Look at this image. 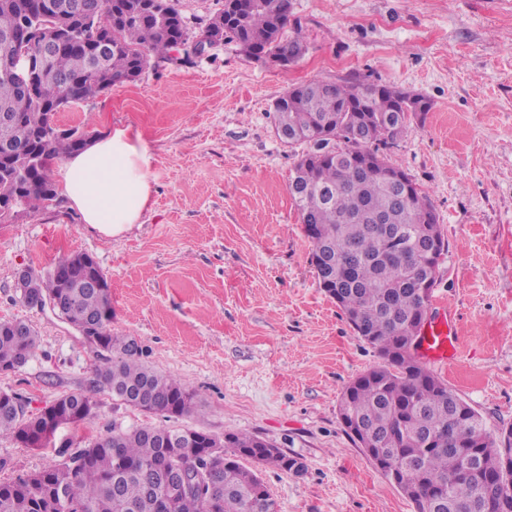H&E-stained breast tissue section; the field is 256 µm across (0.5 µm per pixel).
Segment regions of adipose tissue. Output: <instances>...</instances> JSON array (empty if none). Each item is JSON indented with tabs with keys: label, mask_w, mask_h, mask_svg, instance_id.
Here are the masks:
<instances>
[{
	"label": "adipose tissue",
	"mask_w": 512,
	"mask_h": 512,
	"mask_svg": "<svg viewBox=\"0 0 512 512\" xmlns=\"http://www.w3.org/2000/svg\"><path fill=\"white\" fill-rule=\"evenodd\" d=\"M152 162L141 133L120 127L68 157L62 192L84 223L117 236L151 208Z\"/></svg>",
	"instance_id": "adipose-tissue-1"
}]
</instances>
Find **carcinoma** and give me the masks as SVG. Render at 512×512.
<instances>
[{
  "label": "carcinoma",
  "mask_w": 512,
  "mask_h": 512,
  "mask_svg": "<svg viewBox=\"0 0 512 512\" xmlns=\"http://www.w3.org/2000/svg\"><path fill=\"white\" fill-rule=\"evenodd\" d=\"M0 0V35L27 21L30 41L0 43V145L22 143L28 152H0V221L19 210L28 217L57 200L50 165L84 149L80 129L57 124L68 105L96 98L113 84L132 81L151 56L165 57L187 41L186 24L173 0H100L97 14L76 16L62 30L68 45L43 73L35 90L24 88L12 56L34 51L31 40L45 28L28 0ZM291 0H224L204 27L224 33L259 59L291 62L307 49L286 35ZM431 109L421 95L358 78L345 84L311 79L290 88L273 104L276 131L284 143L306 142L310 151L294 167L289 192L312 244L311 265L321 288L336 301L356 335L378 352L381 363L344 389L339 410L353 440L377 469L416 506V512H512V426L492 433L480 416L412 353L430 295L419 282L428 271L425 251L435 246L433 265L445 251L433 206L404 170L389 161L392 147L412 120ZM84 271L81 255L59 257L47 276L27 272L18 298L61 300V316L79 326L93 322L101 349L120 355L95 369V386L135 409L178 419L198 413L195 394L175 377L156 370L131 340L112 335L110 293L74 288ZM39 339L24 321L0 322V372L23 367ZM93 401L83 393L56 399L28 415L22 397L0 391V437L33 449L50 447L49 436L86 420ZM257 436L224 437L192 428L146 424L112 432L86 445L62 448L59 460L39 471L0 481V512H275L248 459L298 474L301 461ZM205 471V491L169 498L179 473Z\"/></svg>",
  "instance_id": "1"
}]
</instances>
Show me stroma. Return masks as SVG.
I'll use <instances>...</instances> for the list:
<instances>
[{"instance_id":"stroma-1","label":"stroma","mask_w":512,"mask_h":512,"mask_svg":"<svg viewBox=\"0 0 512 512\" xmlns=\"http://www.w3.org/2000/svg\"><path fill=\"white\" fill-rule=\"evenodd\" d=\"M287 35L306 52L282 68L233 43L184 60L151 59L133 82L59 112L66 126L140 130L154 161V204L110 237L68 202L0 222V322L38 332L35 354L0 372L29 413L61 395L92 415L57 440L161 423L96 391L106 353L50 308L17 301V276L46 275L64 254L91 255L112 296V334L180 379L201 412L181 418L221 436L263 438L303 462L266 467L277 512H415L344 427V387L377 365L320 288L312 244L288 192L309 144L283 143L270 115L292 86L360 76L425 96L432 108L391 149L431 201L447 245L431 306L456 314L458 352L433 367L489 430L512 425V0H292ZM53 449L0 438V481L51 464Z\"/></svg>"}]
</instances>
